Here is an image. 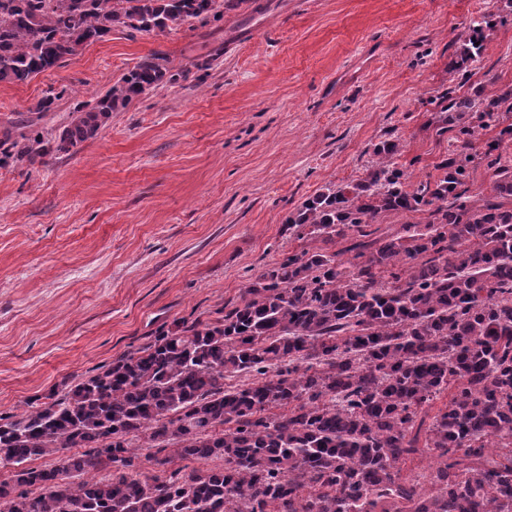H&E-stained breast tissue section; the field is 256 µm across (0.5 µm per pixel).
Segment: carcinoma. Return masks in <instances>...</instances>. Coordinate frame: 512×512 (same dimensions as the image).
I'll use <instances>...</instances> for the list:
<instances>
[{"label":"carcinoma","instance_id":"carcinoma-1","mask_svg":"<svg viewBox=\"0 0 512 512\" xmlns=\"http://www.w3.org/2000/svg\"><path fill=\"white\" fill-rule=\"evenodd\" d=\"M224 17V0H0V83L62 66L123 27L163 34ZM483 14L468 26L482 59ZM143 57L59 135L97 136L146 90L177 80ZM460 148L409 187L394 141L354 185L291 212L307 242L265 269L224 318L161 329L134 353L0 414V512H512V165L479 132L512 88L438 98ZM31 117L0 134V165L46 153ZM490 193L471 191L481 165ZM387 212L421 221L385 232ZM321 246H315V243ZM242 379L240 384L225 380ZM448 394V402L435 407ZM72 448L83 452L67 454ZM160 473L142 476L137 452ZM57 456L52 468L28 466ZM431 456L429 472L406 462ZM204 465L187 474L179 463Z\"/></svg>","mask_w":512,"mask_h":512}]
</instances>
